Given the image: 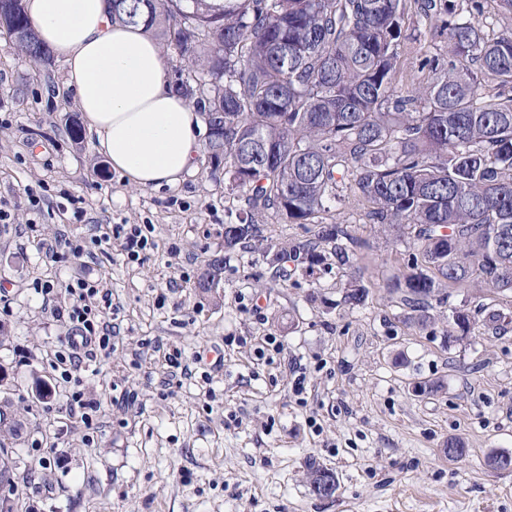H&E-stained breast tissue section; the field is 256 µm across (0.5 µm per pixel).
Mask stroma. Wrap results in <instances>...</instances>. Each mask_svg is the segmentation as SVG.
<instances>
[{
    "label": "stroma",
    "mask_w": 512,
    "mask_h": 512,
    "mask_svg": "<svg viewBox=\"0 0 512 512\" xmlns=\"http://www.w3.org/2000/svg\"><path fill=\"white\" fill-rule=\"evenodd\" d=\"M0 35V412L18 424L6 445L14 489L34 512H512V470L490 453H512V294L466 286L433 304L432 323L410 326L390 284L410 250L365 209L347 202L324 223L357 238L347 265L306 275L300 262L278 278L255 246L226 249L224 226L239 209L212 178L206 155L177 186L130 188L82 132L62 61L35 69ZM95 224L151 225L138 263L90 242ZM65 226L86 257L51 262L35 244ZM221 258L218 288L196 287ZM364 270V308L341 305V287ZM72 274L112 291L120 327L110 355L91 357L80 384L51 362L69 331L44 309L37 283ZM455 308L474 313L466 339L446 343ZM497 311L496 328L484 325ZM276 337L280 349L264 344ZM196 360L192 378L168 379L166 352ZM306 390L295 394L296 376ZM416 378L443 391L414 396ZM50 384L52 402L35 396ZM100 400L99 428L66 408L72 391ZM466 454L451 462V439ZM50 460L30 478L28 467ZM338 481L334 498L312 491L307 464Z\"/></svg>",
    "instance_id": "obj_1"
}]
</instances>
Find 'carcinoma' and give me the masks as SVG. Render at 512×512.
Masks as SVG:
<instances>
[{
	"instance_id": "obj_1",
	"label": "carcinoma",
	"mask_w": 512,
	"mask_h": 512,
	"mask_svg": "<svg viewBox=\"0 0 512 512\" xmlns=\"http://www.w3.org/2000/svg\"><path fill=\"white\" fill-rule=\"evenodd\" d=\"M488 0H121L112 20L142 25L172 48L191 97L223 132L205 145L225 190L248 208L224 247L261 238L254 216L271 211L286 224H315L303 246L305 273L326 265L324 246L349 262L340 223L319 214L353 197L370 220L412 240L392 293L423 326L425 309L477 283L512 292V32L483 29ZM415 8L444 53L419 48L424 81L398 89L405 16ZM32 33L16 48L34 65L51 50L27 16L5 31ZM222 260L196 288L219 286ZM370 287L349 278L343 303L367 304Z\"/></svg>"
}]
</instances>
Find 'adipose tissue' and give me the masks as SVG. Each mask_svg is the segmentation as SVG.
<instances>
[{
    "instance_id": "ef3b65f1",
    "label": "adipose tissue",
    "mask_w": 512,
    "mask_h": 512,
    "mask_svg": "<svg viewBox=\"0 0 512 512\" xmlns=\"http://www.w3.org/2000/svg\"><path fill=\"white\" fill-rule=\"evenodd\" d=\"M40 40L63 61L95 147L136 188L180 183L200 152L201 124L171 86L158 43L112 23L106 0H25Z\"/></svg>"
}]
</instances>
